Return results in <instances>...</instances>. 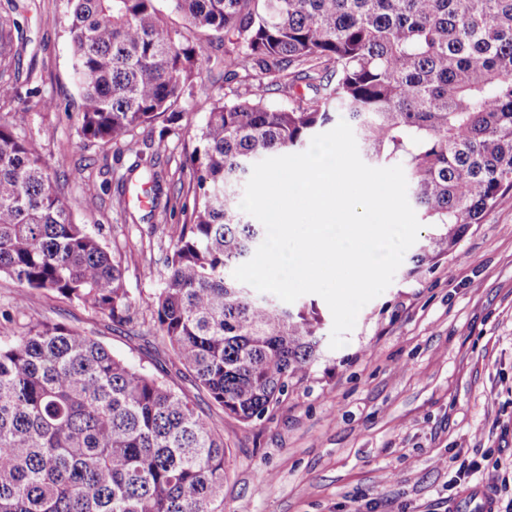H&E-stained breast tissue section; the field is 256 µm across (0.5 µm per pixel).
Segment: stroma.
<instances>
[{
    "label": "stroma",
    "instance_id": "1",
    "mask_svg": "<svg viewBox=\"0 0 512 512\" xmlns=\"http://www.w3.org/2000/svg\"><path fill=\"white\" fill-rule=\"evenodd\" d=\"M66 11V0H0V17L19 24L9 70L20 76L0 117L28 109L20 137L36 146L76 223L121 249L139 318L119 327L46 291L29 292L25 314L94 336L191 398L224 432V512H448L463 492L492 484L512 500V194L437 264L404 256L346 344H322L278 405L240 423L210 404L155 334L148 300L163 286L173 228L137 199L154 173L165 192L188 195L179 166L224 69L196 88L168 136L139 131L142 157L117 152L79 133Z\"/></svg>",
    "mask_w": 512,
    "mask_h": 512
}]
</instances>
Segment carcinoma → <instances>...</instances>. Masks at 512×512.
Returning <instances> with one entry per match:
<instances>
[{
	"label": "carcinoma",
	"mask_w": 512,
	"mask_h": 512,
	"mask_svg": "<svg viewBox=\"0 0 512 512\" xmlns=\"http://www.w3.org/2000/svg\"><path fill=\"white\" fill-rule=\"evenodd\" d=\"M80 135L136 150L220 60L185 158L192 206L152 297L156 335L212 405L262 418L320 356L321 318L227 275L264 240L239 207L255 163L345 120L368 164L403 168L448 256L512 192V0H68ZM13 24L0 20V58ZM224 48L223 56L216 50ZM18 76L0 70V100ZM288 92V107L267 101ZM0 121V274L129 326L122 253L76 224L32 142ZM224 433L159 377L59 323L0 312V512H224Z\"/></svg>",
	"instance_id": "1"
}]
</instances>
